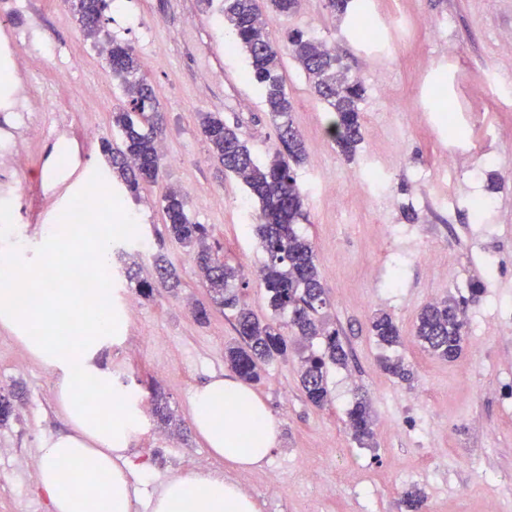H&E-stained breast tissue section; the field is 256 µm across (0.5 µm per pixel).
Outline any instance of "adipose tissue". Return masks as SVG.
Returning a JSON list of instances; mask_svg holds the SVG:
<instances>
[{
	"label": "adipose tissue",
	"instance_id": "adipose-tissue-1",
	"mask_svg": "<svg viewBox=\"0 0 512 512\" xmlns=\"http://www.w3.org/2000/svg\"><path fill=\"white\" fill-rule=\"evenodd\" d=\"M108 235L86 236L77 225H48L43 247L27 255L20 242L0 228V327L55 378L59 407L69 430L40 448L37 491L48 512H131L140 489L130 477L127 449L139 425L138 395L103 367L117 319L112 295L73 285L66 251L80 245L97 252ZM53 262L60 285L41 284L38 272ZM36 293L39 305L23 311L16 297ZM94 380L100 406L81 395ZM194 424L212 453L236 469L264 464L277 448L279 427L266 404L240 380L215 376L192 396ZM151 512H257L255 501L231 480L215 473H191L170 480L151 501Z\"/></svg>",
	"mask_w": 512,
	"mask_h": 512
}]
</instances>
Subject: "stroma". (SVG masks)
<instances>
[{
    "mask_svg": "<svg viewBox=\"0 0 512 512\" xmlns=\"http://www.w3.org/2000/svg\"><path fill=\"white\" fill-rule=\"evenodd\" d=\"M374 22L398 17L403 34L385 55L355 33L350 18L333 15L325 0H300L296 13L272 17L269 37L284 45L293 29L334 47L348 77L360 78L364 140L353 160L339 154L328 134L332 114L311 92L291 57L283 77L293 120L308 156L298 169L316 265L328 292L327 318L353 353L347 367L329 374V404L306 399L297 356L267 365L253 386L277 420L280 445L263 466L238 470L213 456L193 423L191 397L212 374H229L227 346L238 343L231 317L212 306L187 248L166 231L161 198L168 188L188 196L193 222L206 225L212 242L233 265L260 267L263 253L252 226L257 211L244 185L213 158L198 115L223 113L257 157L276 139L261 91L244 53L205 0H108V34L129 43L153 86L163 116L162 140L180 157L157 183L132 199L120 181L104 187L110 209L102 224L129 230L112 242V305L124 320L105 365L139 393L143 422L130 439L128 461L140 483L133 512L168 480L191 469H225L251 488L259 512H401L410 488L425 497L424 512H512V322L499 309L512 305V0H368ZM47 56L38 71L21 57ZM207 70L218 76L208 82ZM35 96L22 102L19 90ZM434 109L422 111L425 98ZM125 97L65 0H0V225L30 249L41 247L32 224L35 204L57 174L45 157L64 148V136L95 127L85 143V171L108 164L102 140L112 136V114ZM377 149L388 180L385 192L353 187L365 176L366 155ZM454 165L453 177L442 169ZM494 202L485 225L474 222L465 199ZM345 205H338V198ZM417 214L408 223L406 214ZM448 267L440 275L427 256ZM164 255L182 286L177 295L143 297L124 273L136 259L145 277ZM484 292L466 310L463 353L448 362L424 352L411 338L422 307L432 300ZM207 306L197 322L191 303ZM388 313L403 342L387 351L375 341L370 320ZM409 366V380L388 375L386 353ZM18 393L15 411L0 426V512H47L28 479L44 440L65 431L50 371L0 329V392ZM166 395L177 420L173 433L153 417V394ZM371 403L375 445L360 447L347 411L358 396Z\"/></svg>",
    "mask_w": 512,
    "mask_h": 512,
    "instance_id": "1",
    "label": "stroma"
}]
</instances>
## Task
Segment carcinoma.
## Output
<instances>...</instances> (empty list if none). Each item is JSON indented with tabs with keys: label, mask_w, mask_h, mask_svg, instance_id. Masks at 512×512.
I'll return each mask as SVG.
<instances>
[{
	"label": "carcinoma",
	"mask_w": 512,
	"mask_h": 512,
	"mask_svg": "<svg viewBox=\"0 0 512 512\" xmlns=\"http://www.w3.org/2000/svg\"><path fill=\"white\" fill-rule=\"evenodd\" d=\"M221 2L224 24L249 60L251 79L263 89L265 112L275 125L277 143L266 159L259 160L239 135L238 125L225 120L223 113H199V127L212 156L227 174L243 183L258 208L256 235L264 255L258 280L268 299L271 317L261 321L240 304L239 288L244 285L240 268L220 258L207 245L205 225L191 221L187 197L176 188L168 189L161 200L167 230L177 242L191 248L192 260L213 302L231 313L242 343L227 348L224 358L243 381L260 380L263 366L288 357L290 345L284 330H291L300 342L321 341L320 353H299L303 391L310 403L320 407L329 400L328 367L346 366L349 353L339 331L321 316L328 305L327 293L319 279L313 244L300 231L299 221L305 219V196L296 167L306 160L307 148L294 126L292 103L281 73L282 53L269 38V16L260 11L256 0ZM107 8V0L74 3V15L86 37L98 40L99 24L105 21ZM287 42L290 55L307 74L314 94L336 114L330 136L339 152L353 157L362 141L361 82L346 80L336 65V52L318 38L295 31L287 36ZM111 44L109 71L120 83L127 105L112 113L117 140L103 141L102 151L112 172L135 197L142 184L159 179L163 165L159 149L162 128L153 87L142 75L133 47L115 37ZM154 266L156 279L139 281L146 296H152L158 287L173 290L180 286L176 270L164 256H157ZM481 293L483 288L476 283L468 298L448 297L427 304L414 327V337L422 349L441 359L455 360L467 335L465 309ZM370 330L383 346L400 343V330L387 313L375 314ZM153 414L160 424L172 425L173 413L160 393L154 394ZM348 418L354 440L363 447L370 445L374 433L366 399L354 403Z\"/></svg>",
	"instance_id": "1"
}]
</instances>
